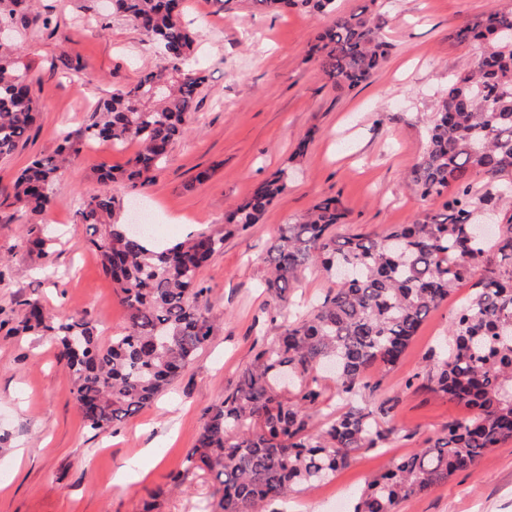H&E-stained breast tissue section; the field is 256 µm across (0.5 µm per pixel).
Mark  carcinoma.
<instances>
[{"label": "carcinoma", "mask_w": 512, "mask_h": 512, "mask_svg": "<svg viewBox=\"0 0 512 512\" xmlns=\"http://www.w3.org/2000/svg\"><path fill=\"white\" fill-rule=\"evenodd\" d=\"M253 2L334 16L316 33L311 51L324 77L340 89L366 83L388 56L385 20L366 6L341 13L336 0ZM112 10L155 41L163 65L135 86L113 90L82 131L62 134L55 152L31 160L13 184L19 208L42 212L53 202L61 165L79 155L84 142L138 145L119 173L100 174L105 189L77 211L80 222L98 233L91 243L128 310L127 325L102 346L89 321L55 322L36 302L26 303L20 325L22 332L56 339L81 417L98 432L147 407L206 345L213 323L198 304L210 292L201 269L223 248L225 236L258 223L288 189L281 170L225 215L222 230L164 248H148L151 234L113 222L122 203L111 183L121 179L133 190L149 183L186 132L207 77L193 64L195 36L182 20L183 0H112ZM50 24L33 12L30 0H0V28L20 38ZM454 38L477 41L482 52L448 81L424 151L407 175L424 198L454 187L443 210L380 234L338 233L346 213L330 197L281 228L265 258L270 322L278 321L305 270L319 269L336 279V287L308 315L280 325L272 344L258 347L233 392L210 410L184 470L169 475L172 487L190 471L203 472L217 482L219 512H267L334 477L357 452L385 447L399 434L388 426L397 399L380 397L385 373L400 363L430 313L471 280L476 291L457 308L448 337L423 371L428 392L467 414L368 478L352 512H398L412 496L512 441V219L492 240L471 237L477 211L512 207V181H499L512 172V9H492ZM36 112L29 68L13 43L0 42V159L27 138ZM473 174L485 176L479 190ZM325 363L336 368V390L347 402L318 425L324 394L318 370Z\"/></svg>", "instance_id": "1"}]
</instances>
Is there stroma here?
<instances>
[{
  "mask_svg": "<svg viewBox=\"0 0 512 512\" xmlns=\"http://www.w3.org/2000/svg\"><path fill=\"white\" fill-rule=\"evenodd\" d=\"M348 13L369 6L386 19L391 55L354 91L323 76L310 44L331 16L276 13L253 0H185V20L198 34L196 59L208 81L187 132L140 191L123 182L114 194L136 201L148 219L164 224L162 243L219 230L224 214L280 169L287 191L247 232L228 237L203 267L213 319L208 343L149 407L112 432L87 428L71 380L52 337L17 332L27 302L57 321L83 318L100 343L125 325L126 309L92 246V228L80 223L82 199L102 189V171L122 169L136 144L115 148L89 142L62 168L54 203L44 212L18 208L13 182L33 157L52 154L63 132H78L112 90L135 84L159 61L157 48L108 0H35L56 23L21 42L39 113L27 143L0 161V512H141L150 492L164 490L163 512H212L215 487L203 474L169 485L182 469L211 408L219 405L250 363L255 344L279 331L267 314L266 249L279 229L298 222L325 197L338 198L348 229L380 233L438 210L408 185L406 175L426 144L429 118L472 54L453 32L493 6L512 0H336ZM88 75L78 82L73 64ZM304 155H297L299 143ZM205 182H197L201 172ZM48 239L46 251L28 246ZM471 291L462 284L432 312L402 361L388 372L381 394L397 397V439L360 451L352 465L325 483L290 496L278 512H349L366 476L441 435L462 408L416 390L452 313ZM133 477L126 490L119 471ZM400 512H512V442L489 450L469 470L403 502Z\"/></svg>",
  "mask_w": 512,
  "mask_h": 512,
  "instance_id": "1",
  "label": "stroma"
}]
</instances>
